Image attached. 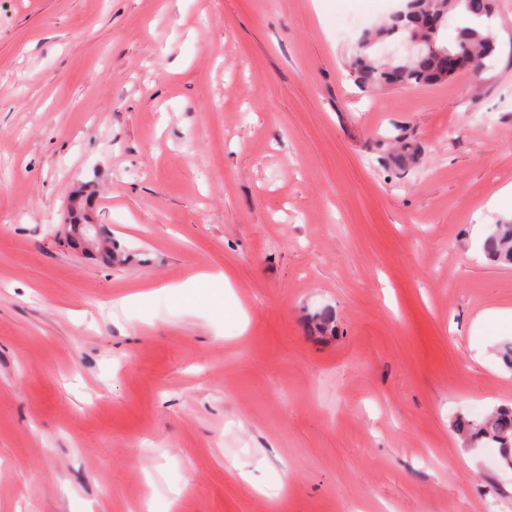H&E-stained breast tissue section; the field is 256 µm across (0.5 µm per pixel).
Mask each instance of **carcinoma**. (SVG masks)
Listing matches in <instances>:
<instances>
[{
	"label": "carcinoma",
	"mask_w": 512,
	"mask_h": 512,
	"mask_svg": "<svg viewBox=\"0 0 512 512\" xmlns=\"http://www.w3.org/2000/svg\"><path fill=\"white\" fill-rule=\"evenodd\" d=\"M412 24L398 20L393 14L381 26L365 31L358 49L349 64V77L362 89L384 87L433 86L484 69L496 53V42L484 21L493 16L492 0H422L412 7ZM459 14L463 22L452 46L440 42V30H431L432 18L444 25L448 16ZM416 37L423 42L405 63L380 64L370 55V49L378 43L398 37L403 41ZM454 57V73L443 78L442 69L447 66L446 56ZM399 150L391 152L388 159L398 165L406 163L414 154L407 138L399 139ZM481 251L493 262L512 265V222L495 225L481 242ZM333 311L324 307L311 315V324L320 333L333 331ZM454 431L471 445L494 444L500 450L506 465H512V407L503 406L486 418L476 421L463 415L453 424Z\"/></svg>",
	"instance_id": "cac0c4a2"
}]
</instances>
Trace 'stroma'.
I'll return each mask as SVG.
<instances>
[{
    "label": "stroma",
    "instance_id": "1",
    "mask_svg": "<svg viewBox=\"0 0 512 512\" xmlns=\"http://www.w3.org/2000/svg\"><path fill=\"white\" fill-rule=\"evenodd\" d=\"M397 5L0 0V512H512L453 430L512 403V0L481 75L362 90ZM79 210V200L73 199L68 206L67 214L68 217L64 221L63 231L62 233L66 236L67 240H71L76 234V229L80 226H85V236L82 237L81 250L82 251H93L94 245L96 244L95 239L97 235L95 234V230H97V224L88 220L85 214H83V220H76L75 215ZM481 251L493 262L512 265V222L495 224L482 240Z\"/></svg>",
    "mask_w": 512,
    "mask_h": 512
}]
</instances>
